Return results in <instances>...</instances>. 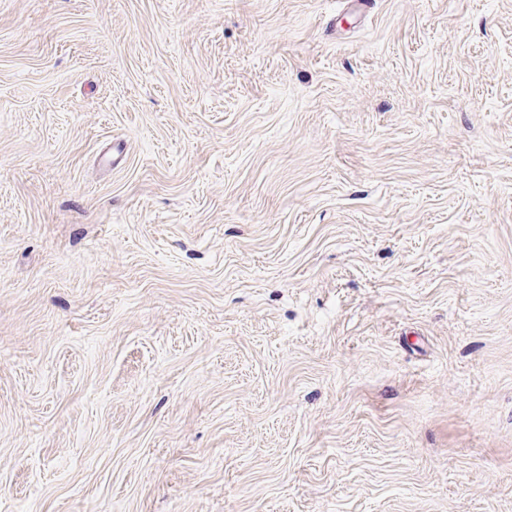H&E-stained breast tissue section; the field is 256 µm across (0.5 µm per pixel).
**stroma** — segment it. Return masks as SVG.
Segmentation results:
<instances>
[{
  "label": "stroma",
  "mask_w": 512,
  "mask_h": 512,
  "mask_svg": "<svg viewBox=\"0 0 512 512\" xmlns=\"http://www.w3.org/2000/svg\"><path fill=\"white\" fill-rule=\"evenodd\" d=\"M0 512H512V0H0Z\"/></svg>",
  "instance_id": "35a3bbf8"
}]
</instances>
